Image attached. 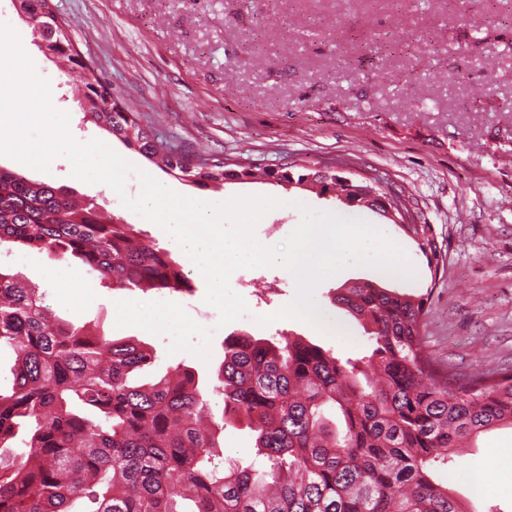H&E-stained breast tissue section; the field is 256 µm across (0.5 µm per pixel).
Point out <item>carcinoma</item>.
Instances as JSON below:
<instances>
[{
    "label": "carcinoma",
    "mask_w": 512,
    "mask_h": 512,
    "mask_svg": "<svg viewBox=\"0 0 512 512\" xmlns=\"http://www.w3.org/2000/svg\"><path fill=\"white\" fill-rule=\"evenodd\" d=\"M32 32L60 64H87L56 22L53 0H21ZM86 78L85 117L164 172L196 188L265 178L313 185L348 206L383 216L408 210L403 191L361 182L315 163L258 167L198 157L158 139L137 113ZM427 262L437 257L429 224H403ZM21 245L74 259L120 290L191 289L168 251L135 225L80 204L65 188L0 166V247ZM431 291L401 292L374 281L336 289L331 302L368 336V354L342 360L292 336L224 339L218 367L219 419L204 424L206 383L193 367L135 385L153 361L141 343L92 334L49 317L38 289L0 269V346L16 353L11 393H0V512H468L434 472L479 434L512 426V369L442 374L421 326ZM256 433L259 464L218 471L212 457L224 429Z\"/></svg>",
    "instance_id": "1"
}]
</instances>
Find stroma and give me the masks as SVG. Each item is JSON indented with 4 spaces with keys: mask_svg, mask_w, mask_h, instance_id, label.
<instances>
[{
    "mask_svg": "<svg viewBox=\"0 0 512 512\" xmlns=\"http://www.w3.org/2000/svg\"><path fill=\"white\" fill-rule=\"evenodd\" d=\"M59 21L95 76L116 99L134 100L140 123L182 154L244 159L260 166L346 161L412 196L421 220L433 227L440 269L430 273L416 244L391 221L331 196L264 182L232 183L200 192L163 174L139 152L87 121L84 100L70 77L49 60L37 37L25 51L49 80L51 104L68 113L73 137L108 143L124 159L162 177L177 193L208 200L262 195L281 200L256 227L263 244L284 241L299 223V205L370 224L402 241L413 278L399 288L430 292L421 331L441 368L463 374L512 366V0H54ZM0 166L36 182L68 187L98 210L140 224L120 196L71 174L56 158L50 171L0 155ZM162 249L161 228L140 224ZM65 268L55 284L45 273ZM0 268L40 288L56 315L116 339L145 343L156 357L139 376L151 380L184 364L212 378L225 337L246 332L267 338L285 331L359 357L369 344L362 328L331 301L342 284L370 279L374 267L356 265L322 281L316 299L356 346L295 319L261 326L256 316L293 301L297 286L278 267L241 269L230 278L249 312L218 326L205 303L206 284L194 290L133 292L140 302L181 304L194 321L215 327L209 361L169 354L170 339L115 325L122 291L74 263L36 249H0ZM89 287L81 304L73 299ZM255 457L251 431L226 428L214 462L248 466ZM439 481L481 512H512V427L482 433L461 449ZM479 485H472V478Z\"/></svg>",
    "mask_w": 512,
    "mask_h": 512,
    "instance_id": "stroma-1",
    "label": "stroma"
}]
</instances>
